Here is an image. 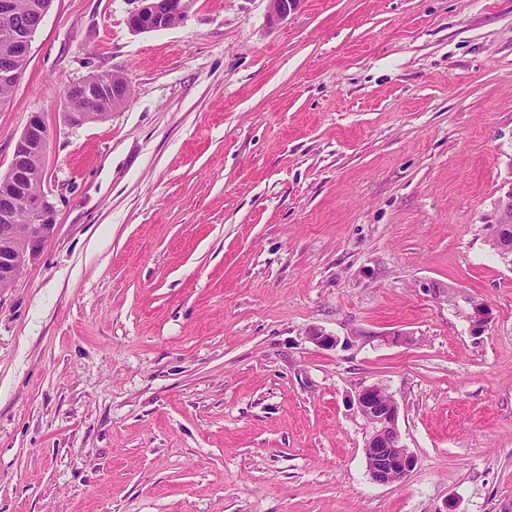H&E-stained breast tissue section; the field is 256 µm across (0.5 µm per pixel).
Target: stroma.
Instances as JSON below:
<instances>
[{
	"mask_svg": "<svg viewBox=\"0 0 512 512\" xmlns=\"http://www.w3.org/2000/svg\"><path fill=\"white\" fill-rule=\"evenodd\" d=\"M53 0L0 109L56 227L0 293V512H498L512 500V0ZM119 72L78 129L62 92ZM486 303L481 332L423 284ZM337 340L316 346L312 330ZM390 332L408 335L389 346ZM416 462L368 475L353 400ZM128 24L133 32L170 29L180 25L191 7V0H129ZM110 81L106 73H93L83 80L69 85L63 91V98L70 100L69 109L74 112H62L63 123L69 127H80L88 123L102 122L110 118L112 112L124 107L131 98V89L125 79L120 74L108 72ZM113 81V82H112ZM122 90L127 92H120ZM72 96V97H71ZM80 96L83 99L76 97ZM112 98V112H102L100 104L107 99ZM86 107V108H85ZM84 109V111H82ZM82 111V112H80ZM489 230L492 247L496 249L497 253L505 263L512 266V251L507 246V243H504V240L507 238V234L510 233L508 243L509 245H512V205H510L506 210L501 223L493 224L489 227ZM354 406L370 429L363 448L370 479L380 485L400 484L415 458L399 431V404L380 385L373 384L356 394Z\"/></svg>",
	"mask_w": 512,
	"mask_h": 512,
	"instance_id": "35a3bbf8",
	"label": "stroma"
}]
</instances>
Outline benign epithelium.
Here are the masks:
<instances>
[{"instance_id":"benign-epithelium-1","label":"benign epithelium","mask_w":512,"mask_h":512,"mask_svg":"<svg viewBox=\"0 0 512 512\" xmlns=\"http://www.w3.org/2000/svg\"><path fill=\"white\" fill-rule=\"evenodd\" d=\"M134 4L129 11L128 24L133 32L143 29H170L180 25L191 7V0H129ZM269 16L273 22H281L297 9L301 0H268ZM82 97L87 106L82 112L62 113L63 123L69 127H80L88 123L102 122L111 117L103 112L100 104L112 100V110L127 103L126 93L111 84L106 73H93L69 85L63 97ZM52 138L51 128L38 113L31 115L21 134L14 142L9 167L8 183L0 186V282L14 283L21 271L36 260L56 224V213L41 192L27 186L28 161L46 153ZM22 208L29 219L28 229L19 235L12 224L14 211ZM490 242L501 259L512 266V249L504 243L512 232V205L506 210L499 224L489 227ZM427 291L439 297L448 296L452 303L470 320L472 328L479 332L488 320L484 303L475 297L463 296L455 287L443 289L434 285ZM358 415L369 427L365 439L364 456L370 479L380 485L401 483L414 466L413 453L402 441L399 431L400 407L397 401L381 386L373 384L360 390L354 399Z\"/></svg>"}]
</instances>
